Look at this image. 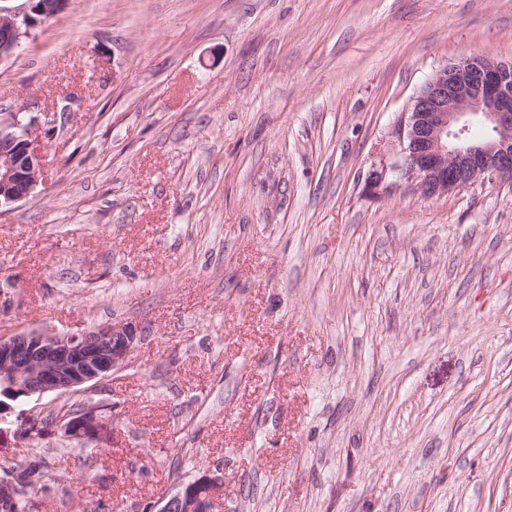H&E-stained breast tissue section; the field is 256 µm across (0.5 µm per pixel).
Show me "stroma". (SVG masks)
Wrapping results in <instances>:
<instances>
[{"instance_id": "1", "label": "stroma", "mask_w": 512, "mask_h": 512, "mask_svg": "<svg viewBox=\"0 0 512 512\" xmlns=\"http://www.w3.org/2000/svg\"><path fill=\"white\" fill-rule=\"evenodd\" d=\"M512 61V0H69L0 62L57 109L0 215V336L135 324L67 502L144 512H512V178L368 193L438 69ZM181 454L179 475L169 463ZM199 486L207 488L205 500L196 496V489ZM223 489V478L218 475L204 474L190 482L177 481L170 493L151 505L149 510L153 512H197L195 510L203 501H206L210 505L203 512H214V505H217V500L222 497Z\"/></svg>"}]
</instances>
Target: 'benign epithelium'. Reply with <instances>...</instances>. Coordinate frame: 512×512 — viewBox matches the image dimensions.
Here are the masks:
<instances>
[{
    "mask_svg": "<svg viewBox=\"0 0 512 512\" xmlns=\"http://www.w3.org/2000/svg\"><path fill=\"white\" fill-rule=\"evenodd\" d=\"M67 0H23L15 9L0 6V61L11 57L21 39L44 19L61 12ZM487 134L469 138L473 119ZM54 122V113L38 103L21 104L0 113V214L35 196L40 183L41 156L35 142L38 132ZM401 160L389 168L373 170L365 187L375 193L393 177L388 187L404 186L424 196H441L481 180L496 183L512 175V62L468 55L437 70L402 113L397 129ZM140 340L132 323L102 325L81 336L43 331L32 335L0 336V392L16 401L66 392L128 366ZM15 437L38 431L42 414L22 412L14 422ZM54 427L72 438H93L102 430L96 411L78 416L60 415ZM207 488L209 507L222 497V477L204 474L174 484L170 493L149 507L151 512H195Z\"/></svg>",
    "mask_w": 512,
    "mask_h": 512,
    "instance_id": "benign-epithelium-1",
    "label": "benign epithelium"
}]
</instances>
